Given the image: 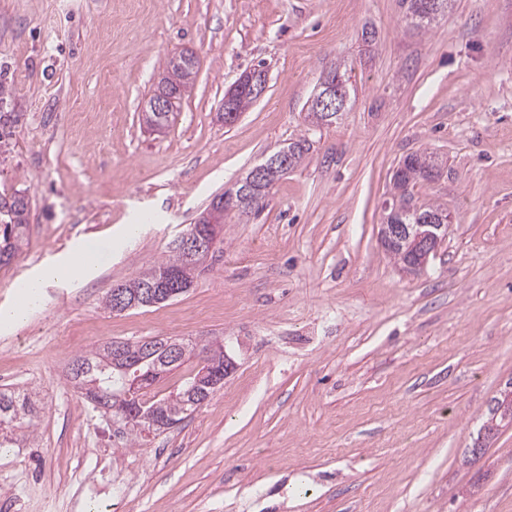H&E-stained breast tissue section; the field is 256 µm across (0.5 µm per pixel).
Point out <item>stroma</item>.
<instances>
[{
  "instance_id": "obj_1",
  "label": "stroma",
  "mask_w": 512,
  "mask_h": 512,
  "mask_svg": "<svg viewBox=\"0 0 512 512\" xmlns=\"http://www.w3.org/2000/svg\"><path fill=\"white\" fill-rule=\"evenodd\" d=\"M199 61L165 132L142 109L172 55ZM264 64L233 125L224 92ZM350 68L335 123L306 103ZM0 193L30 233L0 266V307L26 272L96 242L97 279L47 284L0 329V386L38 394L34 438L0 449L24 512H77L84 441L136 457L78 512H512V426L470 449L512 385V0H455L426 32L402 0H0ZM312 148L184 294L116 312L103 300L168 255L211 198L277 147ZM443 157L420 201L454 218L425 273L402 274L379 224L404 156ZM140 231L124 239L126 225ZM220 341L234 371L175 427L127 448L66 379L112 340Z\"/></svg>"
}]
</instances>
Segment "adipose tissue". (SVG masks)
I'll list each match as a JSON object with an SVG mask.
<instances>
[{"label": "adipose tissue", "mask_w": 512, "mask_h": 512, "mask_svg": "<svg viewBox=\"0 0 512 512\" xmlns=\"http://www.w3.org/2000/svg\"><path fill=\"white\" fill-rule=\"evenodd\" d=\"M100 269L93 244L84 241L57 262L36 270L29 278L15 283L18 300L12 307L0 310V327L23 325L36 308L43 285L53 282L88 281Z\"/></svg>", "instance_id": "obj_1"}]
</instances>
